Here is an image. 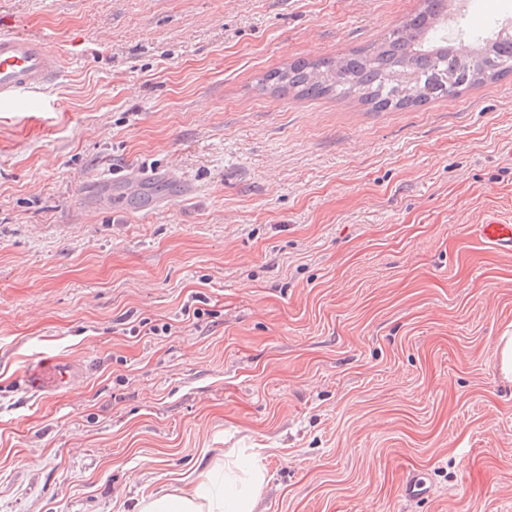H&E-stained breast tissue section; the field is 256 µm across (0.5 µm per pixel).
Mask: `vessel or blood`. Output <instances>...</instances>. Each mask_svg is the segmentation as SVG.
<instances>
[{
	"label": "vessel or blood",
	"mask_w": 512,
	"mask_h": 512,
	"mask_svg": "<svg viewBox=\"0 0 512 512\" xmlns=\"http://www.w3.org/2000/svg\"><path fill=\"white\" fill-rule=\"evenodd\" d=\"M66 61L54 50L47 36L0 29V105H11L27 92L54 84ZM480 233L493 246L512 251V223L493 220L481 225ZM79 364L53 357L39 359L28 367L23 387L38 395L73 388L82 378Z\"/></svg>",
	"instance_id": "obj_1"
}]
</instances>
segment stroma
<instances>
[{
  "label": "stroma",
  "instance_id": "35a3bbf8",
  "mask_svg": "<svg viewBox=\"0 0 512 512\" xmlns=\"http://www.w3.org/2000/svg\"><path fill=\"white\" fill-rule=\"evenodd\" d=\"M422 7L0 0L68 56L0 110V512H136L239 448L257 512H512V252L479 234L512 221V76L384 111L263 82ZM509 20L448 0L462 53ZM114 170L153 181L93 205ZM43 356L85 380L26 393Z\"/></svg>",
  "mask_w": 512,
  "mask_h": 512
}]
</instances>
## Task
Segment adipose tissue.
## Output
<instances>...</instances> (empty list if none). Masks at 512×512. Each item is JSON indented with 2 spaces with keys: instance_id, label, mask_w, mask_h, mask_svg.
Instances as JSON below:
<instances>
[{
  "instance_id": "ef3b65f1",
  "label": "adipose tissue",
  "mask_w": 512,
  "mask_h": 512,
  "mask_svg": "<svg viewBox=\"0 0 512 512\" xmlns=\"http://www.w3.org/2000/svg\"><path fill=\"white\" fill-rule=\"evenodd\" d=\"M247 463L218 461L186 485L140 498L138 512H256L264 468L248 452Z\"/></svg>"
}]
</instances>
